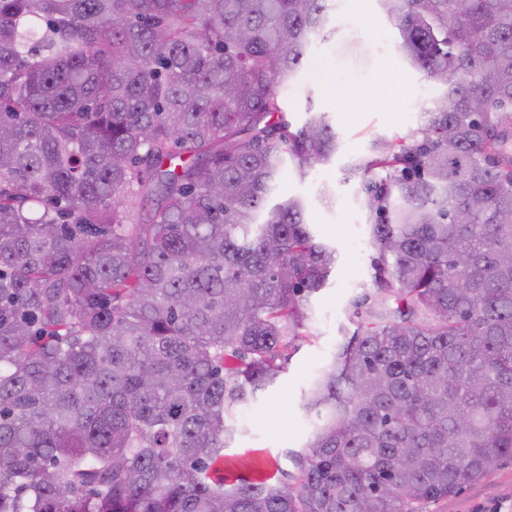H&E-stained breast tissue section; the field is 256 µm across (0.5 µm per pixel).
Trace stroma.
<instances>
[{
	"mask_svg": "<svg viewBox=\"0 0 512 512\" xmlns=\"http://www.w3.org/2000/svg\"><path fill=\"white\" fill-rule=\"evenodd\" d=\"M330 16L296 82L280 89L279 98L296 128L309 113H326L340 148L306 177L286 171L273 198L306 199V221L319 241L335 248L336 267L326 287L310 299V319L294 341L286 370L244 405L235 441L211 467L212 476L223 478L228 488L244 480L274 484L295 475L294 456L313 431L303 392L341 337L356 328L355 301L374 290L376 251L369 240L366 194L348 169L369 156L372 139L400 137L417 128L442 92L404 60L377 0H333ZM338 83L347 88L346 96L330 94ZM325 184L336 195L330 207L319 199ZM422 512H512V459L459 494L424 504Z\"/></svg>",
	"mask_w": 512,
	"mask_h": 512,
	"instance_id": "obj_1",
	"label": "stroma"
}]
</instances>
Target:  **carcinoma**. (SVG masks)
Listing matches in <instances>:
<instances>
[{
	"instance_id": "1",
	"label": "carcinoma",
	"mask_w": 512,
	"mask_h": 512,
	"mask_svg": "<svg viewBox=\"0 0 512 512\" xmlns=\"http://www.w3.org/2000/svg\"><path fill=\"white\" fill-rule=\"evenodd\" d=\"M331 0H0V512H418L512 458V0H377L445 87L371 142L374 291L293 482L208 470L336 250L268 198Z\"/></svg>"
}]
</instances>
